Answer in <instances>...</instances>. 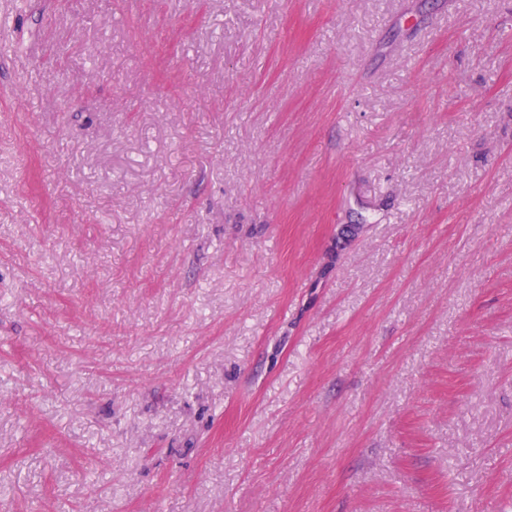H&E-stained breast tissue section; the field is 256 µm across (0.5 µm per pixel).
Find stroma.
<instances>
[{
    "label": "stroma",
    "mask_w": 512,
    "mask_h": 512,
    "mask_svg": "<svg viewBox=\"0 0 512 512\" xmlns=\"http://www.w3.org/2000/svg\"><path fill=\"white\" fill-rule=\"evenodd\" d=\"M0 512H512V0H0Z\"/></svg>",
    "instance_id": "1"
}]
</instances>
